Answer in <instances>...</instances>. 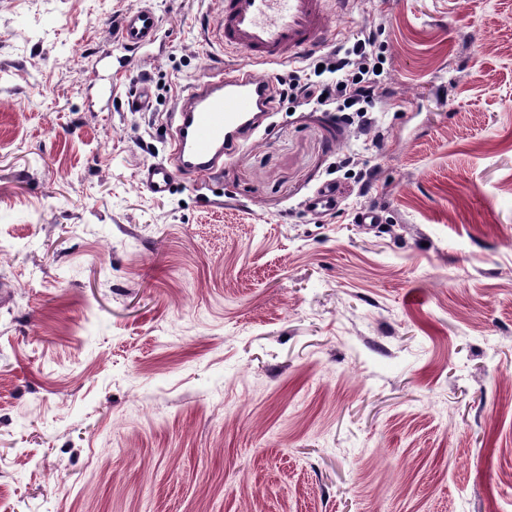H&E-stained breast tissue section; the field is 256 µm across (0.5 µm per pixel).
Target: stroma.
Returning a JSON list of instances; mask_svg holds the SVG:
<instances>
[{
	"mask_svg": "<svg viewBox=\"0 0 512 512\" xmlns=\"http://www.w3.org/2000/svg\"><path fill=\"white\" fill-rule=\"evenodd\" d=\"M143 2L0 0V512H512V0H344L371 131L274 112L162 197L177 98L247 60L151 0L101 96ZM161 29V19L152 7L126 12L120 22L118 42L124 51H135L153 44Z\"/></svg>",
	"mask_w": 512,
	"mask_h": 512,
	"instance_id": "obj_1",
	"label": "stroma"
}]
</instances>
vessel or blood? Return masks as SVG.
Segmentation results:
<instances>
[{
  "label": "vessel or blood",
  "instance_id": "b4317fda",
  "mask_svg": "<svg viewBox=\"0 0 512 512\" xmlns=\"http://www.w3.org/2000/svg\"><path fill=\"white\" fill-rule=\"evenodd\" d=\"M335 0H214L207 31L213 43L239 53L250 65L220 69L192 83L170 117L167 155L147 164L140 182L153 194L169 192L175 178L215 174L244 132L257 129L272 108L275 87L268 67L300 60L321 45ZM161 29L156 10L126 12L118 42L135 51L153 44Z\"/></svg>",
  "mask_w": 512,
  "mask_h": 512
}]
</instances>
